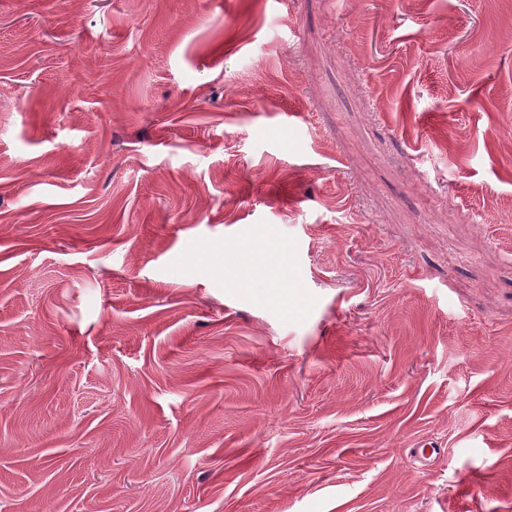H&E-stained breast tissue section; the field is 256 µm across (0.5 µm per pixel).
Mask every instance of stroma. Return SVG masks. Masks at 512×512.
<instances>
[{
	"label": "stroma",
	"mask_w": 512,
	"mask_h": 512,
	"mask_svg": "<svg viewBox=\"0 0 512 512\" xmlns=\"http://www.w3.org/2000/svg\"><path fill=\"white\" fill-rule=\"evenodd\" d=\"M0 512H512V0H0Z\"/></svg>",
	"instance_id": "stroma-1"
}]
</instances>
